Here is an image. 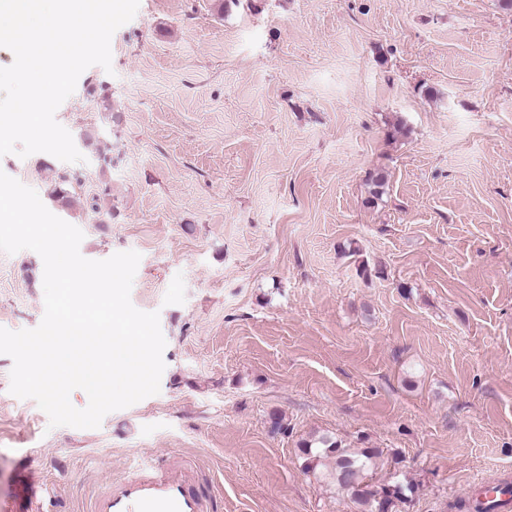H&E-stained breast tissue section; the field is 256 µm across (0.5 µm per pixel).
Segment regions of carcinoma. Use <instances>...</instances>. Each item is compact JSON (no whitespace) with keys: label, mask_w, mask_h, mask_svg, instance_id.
Masks as SVG:
<instances>
[{"label":"carcinoma","mask_w":512,"mask_h":512,"mask_svg":"<svg viewBox=\"0 0 512 512\" xmlns=\"http://www.w3.org/2000/svg\"><path fill=\"white\" fill-rule=\"evenodd\" d=\"M54 198L65 199L73 184H81L77 172L57 174ZM300 451L306 472L319 473L340 488L350 492L359 512H395L397 503L408 501L415 492L411 482H389L371 492L367 478L377 469L382 451L377 448H346L336 440L322 437L305 442Z\"/></svg>","instance_id":"1"}]
</instances>
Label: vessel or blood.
I'll use <instances>...</instances> for the list:
<instances>
[{
    "mask_svg": "<svg viewBox=\"0 0 512 512\" xmlns=\"http://www.w3.org/2000/svg\"><path fill=\"white\" fill-rule=\"evenodd\" d=\"M199 484L196 467L156 458L142 463L132 476L107 483L90 512H207ZM14 496L23 508L4 512H45L43 501L32 499L28 479L18 481Z\"/></svg>",
    "mask_w": 512,
    "mask_h": 512,
    "instance_id": "b4317fda",
    "label": "vessel or blood"
}]
</instances>
